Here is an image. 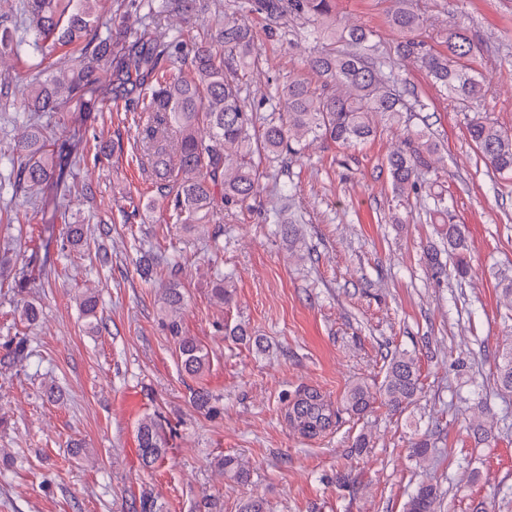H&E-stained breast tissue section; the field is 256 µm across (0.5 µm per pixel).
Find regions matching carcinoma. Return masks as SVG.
<instances>
[{
    "label": "carcinoma",
    "instance_id": "1",
    "mask_svg": "<svg viewBox=\"0 0 512 512\" xmlns=\"http://www.w3.org/2000/svg\"><path fill=\"white\" fill-rule=\"evenodd\" d=\"M29 24L18 36H0V56L80 46V59L68 76L51 70L34 73L31 93L24 101L32 112L53 113L66 104L82 101L91 94L92 106L102 109L112 102V91L137 94L147 119L138 126V137L147 173L157 200L171 224L197 229L208 222L213 211L226 206H243L257 194L269 163L295 154L307 140L355 147L376 133L374 116L380 114L395 124L411 109L397 89L394 74L386 70L377 54L372 31L345 23L338 15L337 0H249V9L272 22L287 16L322 44L321 51L306 57L307 67L319 79L317 87L301 78L291 80L279 99L277 114L256 129L253 113L243 96L244 79L254 68L258 47L255 34L237 13H224V21L206 33L190 50L187 78L159 74L161 60L181 48L177 38L159 42L151 26L131 30L124 18L105 19L102 0H22ZM389 27L399 35L397 56L419 62L431 81L448 96L467 103L483 96V82L469 61L480 51L479 40L461 22L440 32L445 50L438 51L425 40L426 19L414 8V0H389ZM125 8L146 15L187 19L204 9L203 0H130ZM109 73V90L97 94V72ZM470 141L486 165L497 174H512V133L482 112L467 117ZM17 160L0 176V190L11 187H47L54 184L56 163L44 127L31 124L17 140ZM436 145L423 131L409 132L387 157V166L397 195L418 192L420 168H433ZM430 220L446 228L448 251L456 258V272L466 277L470 246L461 225L453 223L448 198L431 193ZM163 320L174 340L180 370L197 378L211 364L210 351L199 339L183 334L184 294L171 278L160 291ZM98 297L86 290L79 302L84 318L96 317ZM41 310L30 301L20 304V320L29 325L39 321ZM15 358L27 356L28 338L15 333L6 343ZM501 386L512 391V351L499 365ZM387 405L402 411L413 404L421 391L415 355L397 351L390 358L382 387ZM375 397L364 385L352 387L343 407L353 415L367 413ZM288 422L309 435L323 433L339 422V410L315 389H306L292 402ZM169 429L161 416L142 417L137 426L139 455L150 467L169 448ZM434 448L426 440L414 442L410 456L419 462L432 457ZM220 475L238 483L250 480V467L243 459L225 455L214 463ZM437 487L420 485L406 504V512H435Z\"/></svg>",
    "mask_w": 512,
    "mask_h": 512
}]
</instances>
